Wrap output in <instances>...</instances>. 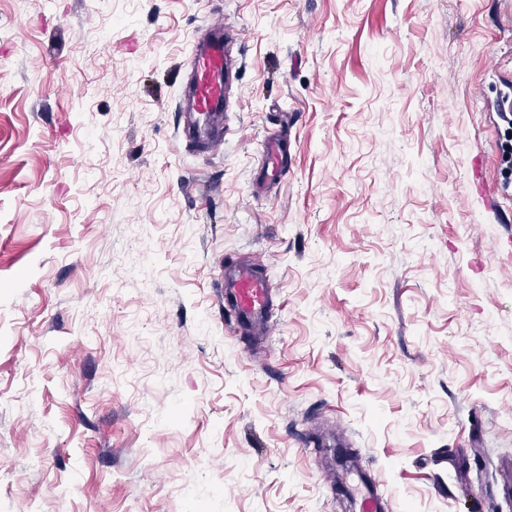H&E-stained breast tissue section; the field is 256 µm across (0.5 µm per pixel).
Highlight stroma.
<instances>
[{
	"instance_id": "1",
	"label": "stroma",
	"mask_w": 512,
	"mask_h": 512,
	"mask_svg": "<svg viewBox=\"0 0 512 512\" xmlns=\"http://www.w3.org/2000/svg\"><path fill=\"white\" fill-rule=\"evenodd\" d=\"M1 73L0 512H347L352 455L390 512H512V0H0ZM254 256L257 351L215 288ZM210 37L193 48V77L185 95L183 134L203 151L216 150L224 143L215 123L223 115L229 62L224 51V27L212 24ZM265 156V178L275 179L283 167V161L288 154V139L280 134L268 137L263 144Z\"/></svg>"
}]
</instances>
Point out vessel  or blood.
Segmentation results:
<instances>
[{
	"mask_svg": "<svg viewBox=\"0 0 512 512\" xmlns=\"http://www.w3.org/2000/svg\"><path fill=\"white\" fill-rule=\"evenodd\" d=\"M193 77L184 99L183 134L202 150L217 149L224 142L216 122L224 112L229 62L224 51V27L212 25L209 38L192 51ZM264 174L277 178L288 153V140L282 135L268 137L263 144ZM221 297L238 327L256 336L271 333L270 315L273 290L259 264L232 263L221 276ZM355 478L348 490L353 512H385L386 498L363 467H355Z\"/></svg>",
	"mask_w": 512,
	"mask_h": 512,
	"instance_id": "vessel-or-blood-1",
	"label": "vessel or blood"
}]
</instances>
